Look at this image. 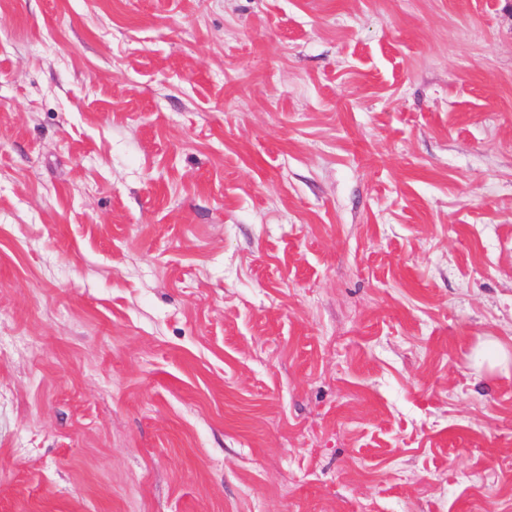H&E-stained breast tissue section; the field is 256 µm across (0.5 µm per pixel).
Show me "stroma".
<instances>
[{
	"label": "stroma",
	"mask_w": 512,
	"mask_h": 512,
	"mask_svg": "<svg viewBox=\"0 0 512 512\" xmlns=\"http://www.w3.org/2000/svg\"><path fill=\"white\" fill-rule=\"evenodd\" d=\"M512 0H0V512H512Z\"/></svg>",
	"instance_id": "stroma-1"
}]
</instances>
